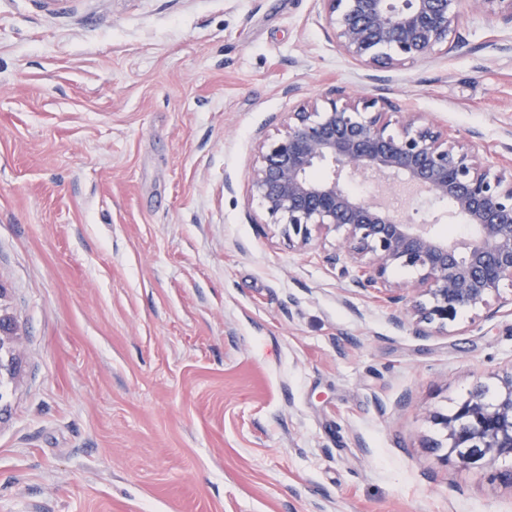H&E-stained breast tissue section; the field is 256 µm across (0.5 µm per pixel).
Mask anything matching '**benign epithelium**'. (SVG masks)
Wrapping results in <instances>:
<instances>
[{
	"label": "benign epithelium",
	"mask_w": 512,
	"mask_h": 512,
	"mask_svg": "<svg viewBox=\"0 0 512 512\" xmlns=\"http://www.w3.org/2000/svg\"><path fill=\"white\" fill-rule=\"evenodd\" d=\"M337 48L366 67L422 61L459 44L461 0H322ZM485 14L512 25V0H473ZM326 104L305 101L288 113L283 131L257 142L248 175L262 223L288 233L303 249L312 232L340 235L332 260L358 289L437 332H450L462 310L498 309L489 299L512 287V174L492 170L472 141L427 121L405 102L384 95L331 89ZM368 173L418 186L448 204V221L473 228L449 241L432 224H415L389 206L359 195L342 180ZM395 268L416 274L409 288L388 279ZM15 337L0 307V379L10 376ZM477 382L452 412L434 413L448 454L473 469L494 471L512 487V372L496 395Z\"/></svg>",
	"instance_id": "7a95c632"
}]
</instances>
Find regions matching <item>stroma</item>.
Instances as JSON below:
<instances>
[{"mask_svg":"<svg viewBox=\"0 0 512 512\" xmlns=\"http://www.w3.org/2000/svg\"><path fill=\"white\" fill-rule=\"evenodd\" d=\"M342 54L321 0H0V512H512L430 449L512 371V314L416 332L256 223L255 144L336 86L406 102L499 164L512 27ZM8 314L0 304V382L4 375L11 376L15 362V337Z\"/></svg>","mask_w":512,"mask_h":512,"instance_id":"obj_1","label":"stroma"}]
</instances>
